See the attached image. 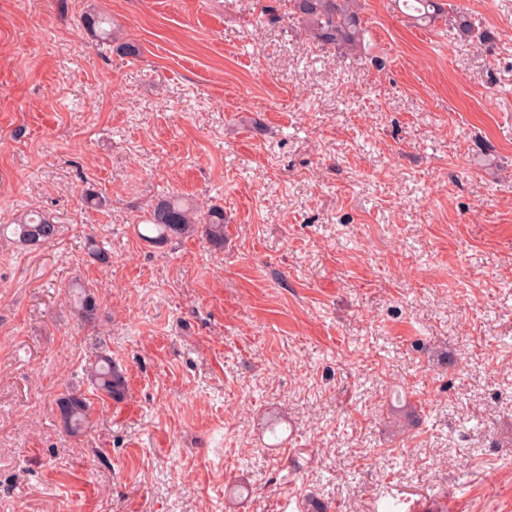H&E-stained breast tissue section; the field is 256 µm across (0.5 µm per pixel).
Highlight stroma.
<instances>
[{
  "label": "stroma",
  "instance_id": "stroma-1",
  "mask_svg": "<svg viewBox=\"0 0 512 512\" xmlns=\"http://www.w3.org/2000/svg\"><path fill=\"white\" fill-rule=\"evenodd\" d=\"M442 3L326 53L288 0H0V224L61 226L0 238V512H512V0ZM167 193L223 248L140 239ZM408 9L413 10L415 15H411L416 22L431 23L443 11V4L436 0H403ZM409 2H413L410 4ZM58 224L40 214H20L12 224H0V237L7 236L27 246H37L54 240L59 234ZM67 288L70 306L82 318L92 320L98 310L95 294L80 279L73 280ZM87 377L94 388L114 401L123 398L125 378L119 367L107 355H100L87 370ZM60 423L70 434H78L88 425L89 402L77 389H67L57 399Z\"/></svg>",
  "mask_w": 512,
  "mask_h": 512
}]
</instances>
